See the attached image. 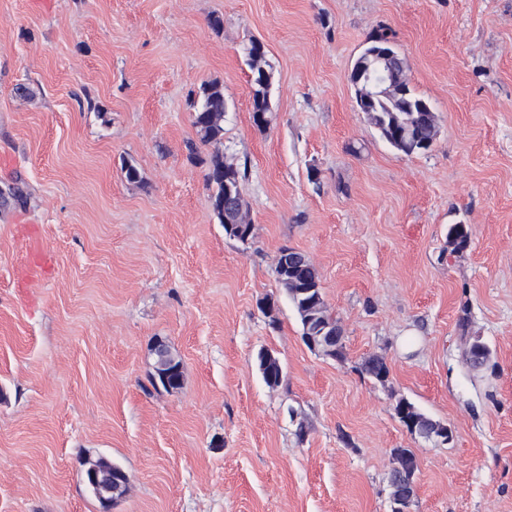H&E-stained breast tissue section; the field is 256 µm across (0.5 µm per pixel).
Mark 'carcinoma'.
Here are the masks:
<instances>
[{"instance_id":"obj_1","label":"carcinoma","mask_w":512,"mask_h":512,"mask_svg":"<svg viewBox=\"0 0 512 512\" xmlns=\"http://www.w3.org/2000/svg\"><path fill=\"white\" fill-rule=\"evenodd\" d=\"M384 49H391L387 32L372 38L370 45L355 61L349 81L354 88L356 104L360 111L369 114L380 136L395 150L405 155L422 153L436 139V115L428 101L409 87L403 58L396 53L392 59L391 91L378 96H370L365 91L364 72L372 66L373 54ZM245 54L252 71V111L266 114L271 109V74L265 68L264 55L257 49L256 42L252 41L245 47ZM224 112V86L218 81L204 84L194 102L193 126L199 142L212 146L205 173L210 190L208 203L218 223L248 224L247 202L242 192L245 174L236 165L224 161L221 149ZM448 238L456 247L463 248L468 243L469 231L463 224H453L448 229ZM274 272L283 288H288L290 280L302 286L300 293L289 295L299 319H304L310 308L319 305L323 320L336 321L326 306L320 275L314 264L306 263L292 271L276 265ZM258 360L265 382L270 386L279 384L281 370L276 360L267 353L260 354ZM361 372L382 381L387 378L389 367L383 356L371 355L362 361Z\"/></svg>"}]
</instances>
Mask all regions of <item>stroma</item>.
Here are the masks:
<instances>
[{
	"label": "stroma",
	"mask_w": 512,
	"mask_h": 512,
	"mask_svg": "<svg viewBox=\"0 0 512 512\" xmlns=\"http://www.w3.org/2000/svg\"><path fill=\"white\" fill-rule=\"evenodd\" d=\"M384 29L437 116L423 153L348 80ZM213 80L245 242L209 208L210 147L187 149ZM284 248L317 268L343 358L304 343ZM158 341L177 390L149 382ZM402 397L452 441L411 434ZM398 448L409 512H512V0H0V512H99L82 463L101 456L130 479L112 512H391ZM260 42L251 41L250 44L244 48L247 56L248 64L252 71V112H263L266 114L270 112V96H271V74L266 70L265 66V52L261 54L256 47ZM266 122L267 117H266Z\"/></svg>",
	"instance_id": "35a3bbf8"
}]
</instances>
